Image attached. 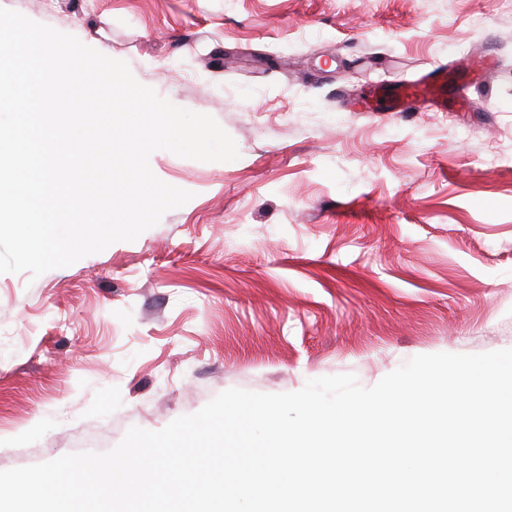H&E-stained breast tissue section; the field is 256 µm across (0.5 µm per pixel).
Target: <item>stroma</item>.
I'll return each mask as SVG.
<instances>
[{"label":"stroma","mask_w":512,"mask_h":512,"mask_svg":"<svg viewBox=\"0 0 512 512\" xmlns=\"http://www.w3.org/2000/svg\"><path fill=\"white\" fill-rule=\"evenodd\" d=\"M212 116L190 191L136 240L0 274V470L104 453L220 392L379 382L512 349V11L503 0H0ZM470 57L459 111L382 97Z\"/></svg>","instance_id":"obj_1"}]
</instances>
